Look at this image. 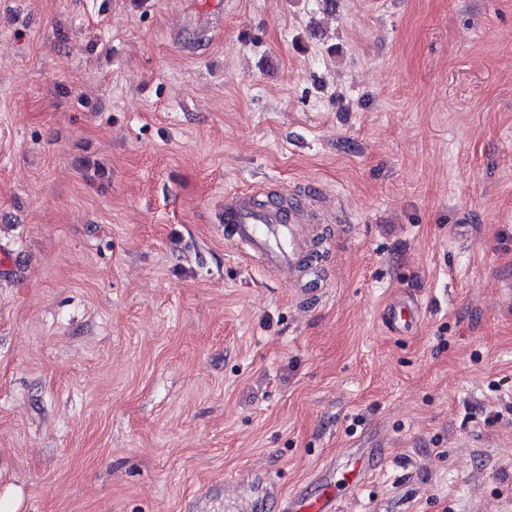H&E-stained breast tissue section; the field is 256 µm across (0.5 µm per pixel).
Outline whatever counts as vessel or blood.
Masks as SVG:
<instances>
[{"mask_svg":"<svg viewBox=\"0 0 512 512\" xmlns=\"http://www.w3.org/2000/svg\"><path fill=\"white\" fill-rule=\"evenodd\" d=\"M321 191L308 186L302 193L284 192L270 195L263 190L235 191L224 197V236L242 245L248 256L260 258L267 268L303 282L314 254L304 223L313 202ZM420 311L416 297L406 294L394 299L384 310V321L394 332L402 333ZM365 477L361 468L346 475L345 485L324 478L317 496L297 494L288 499L285 512H336L346 489H357Z\"/></svg>","mask_w":512,"mask_h":512,"instance_id":"1","label":"vessel or blood"}]
</instances>
